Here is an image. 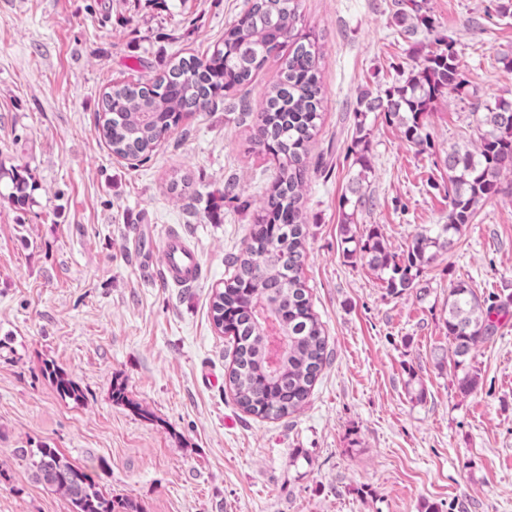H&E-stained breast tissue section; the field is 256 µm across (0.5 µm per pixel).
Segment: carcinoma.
I'll return each instance as SVG.
<instances>
[{
    "label": "carcinoma",
    "mask_w": 512,
    "mask_h": 512,
    "mask_svg": "<svg viewBox=\"0 0 512 512\" xmlns=\"http://www.w3.org/2000/svg\"><path fill=\"white\" fill-rule=\"evenodd\" d=\"M393 7L395 33L408 41L423 31L432 36L430 49L411 68L398 72L383 93L359 98L350 148L359 171L339 208L345 241L354 244L347 257L367 260L391 292L402 294L420 287L424 269L452 247L481 202L507 190L504 183L512 177V99L486 106L470 146L448 149V223L417 232L402 256L390 250L375 228L360 236L352 233L349 225L366 204L362 186L373 170L370 114L382 115L407 142L422 147L430 144L425 120L435 103L467 85L456 42L436 34L427 0H394ZM300 16V0H249L242 18L225 29L224 40L209 56H176L149 80L113 82L102 95L98 115L99 131L113 154L147 161L184 116L240 90L282 51L254 124V144L276 157L278 167L259 201L250 239L229 256L232 274L210 302L215 328L232 333L228 384L234 400L242 411L264 419H281L301 409L329 355L302 279L308 258L305 173L309 146L320 131L323 87L321 47L311 32L297 28ZM12 178V198L22 204L27 179L19 171ZM499 313L469 284L458 281L449 288L445 324L454 368L462 371L457 388L463 395L479 384L478 374L466 363L497 332ZM42 375L61 399L75 404L83 400L82 388L62 368L46 363ZM22 454L29 456L36 480L66 498L70 512H142L137 502L104 493L86 468L56 448L40 443L22 449Z\"/></svg>",
    "instance_id": "carcinoma-1"
}]
</instances>
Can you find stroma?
Instances as JSON below:
<instances>
[{"label": "stroma", "mask_w": 512, "mask_h": 512, "mask_svg": "<svg viewBox=\"0 0 512 512\" xmlns=\"http://www.w3.org/2000/svg\"><path fill=\"white\" fill-rule=\"evenodd\" d=\"M392 2L301 0L324 90L303 279L330 354L307 404L272 420L237 406L225 383L232 338L209 307L277 167L238 109L260 103L276 61L238 95L184 117L147 162L116 157L95 129L112 82L212 51L247 0H0V512H69L19 454L41 442L144 512H512V192L480 206L423 273L425 293H392L344 253L352 110L428 45L395 37ZM497 3L429 0L458 41L468 96L429 113L428 147L369 123L371 202L353 230L377 228L395 253L425 225L447 223L449 145L475 139L483 106L512 99L500 62L512 56V16L497 17ZM15 169L28 180L21 206L10 196ZM175 180L189 189L171 193ZM229 181L238 199L224 198ZM172 227L200 256L194 287L157 278ZM459 281L505 307L471 361L480 384L467 396L445 325ZM46 361L73 376L82 402L58 397L40 373ZM117 381L130 405L113 401ZM419 388L423 399L412 398Z\"/></svg>", "instance_id": "stroma-1"}]
</instances>
